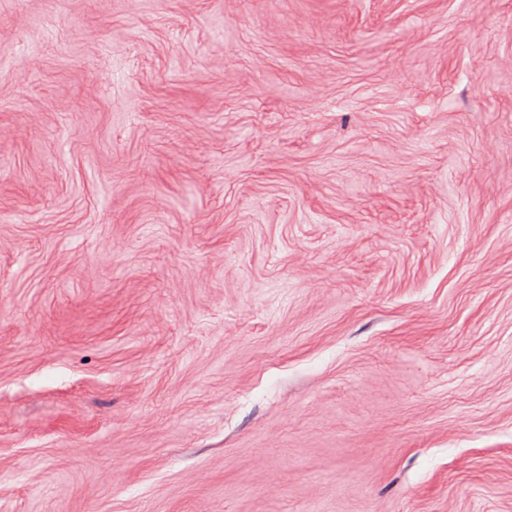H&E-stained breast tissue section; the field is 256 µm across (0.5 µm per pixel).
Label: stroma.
<instances>
[{"label":"stroma","instance_id":"stroma-1","mask_svg":"<svg viewBox=\"0 0 512 512\" xmlns=\"http://www.w3.org/2000/svg\"><path fill=\"white\" fill-rule=\"evenodd\" d=\"M0 512H512V0H0Z\"/></svg>","mask_w":512,"mask_h":512}]
</instances>
